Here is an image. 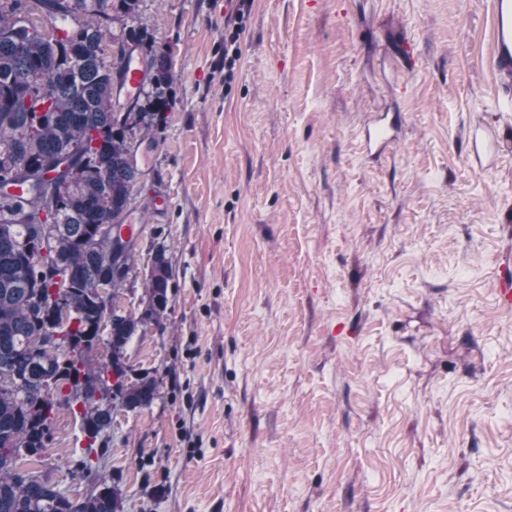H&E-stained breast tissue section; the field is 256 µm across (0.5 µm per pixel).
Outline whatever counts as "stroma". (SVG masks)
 Here are the masks:
<instances>
[{
	"label": "stroma",
	"mask_w": 512,
	"mask_h": 512,
	"mask_svg": "<svg viewBox=\"0 0 512 512\" xmlns=\"http://www.w3.org/2000/svg\"><path fill=\"white\" fill-rule=\"evenodd\" d=\"M224 3L138 2L173 103L140 143L119 299L141 312L164 249L167 315L127 346L157 397L113 413L84 480L67 411L23 466L76 499L117 485L123 512H512V100L489 0H253L229 85Z\"/></svg>",
	"instance_id": "35a3bbf8"
}]
</instances>
